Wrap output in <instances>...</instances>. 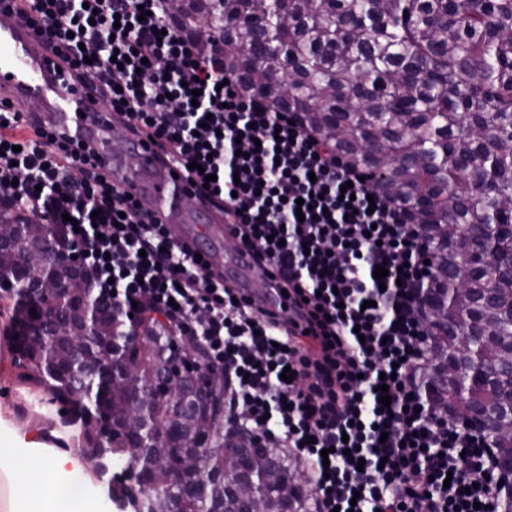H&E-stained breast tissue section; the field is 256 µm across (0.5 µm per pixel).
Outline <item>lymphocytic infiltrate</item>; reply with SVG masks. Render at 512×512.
I'll return each instance as SVG.
<instances>
[{
	"label": "lymphocytic infiltrate",
	"instance_id": "lymphocytic-infiltrate-1",
	"mask_svg": "<svg viewBox=\"0 0 512 512\" xmlns=\"http://www.w3.org/2000/svg\"><path fill=\"white\" fill-rule=\"evenodd\" d=\"M25 2L104 106L222 202L238 251L269 264L290 304L253 308L87 155L8 106L0 204L77 244L121 316L147 302L195 339L224 386L227 425L267 433L308 469L312 512H499L483 435L416 394L430 358L418 311L429 252L404 207L373 192L299 113L245 95L221 38L176 25L170 0ZM379 266L385 279L373 276Z\"/></svg>",
	"mask_w": 512,
	"mask_h": 512
}]
</instances>
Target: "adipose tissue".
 <instances>
[{"instance_id": "adipose-tissue-1", "label": "adipose tissue", "mask_w": 512, "mask_h": 512, "mask_svg": "<svg viewBox=\"0 0 512 512\" xmlns=\"http://www.w3.org/2000/svg\"><path fill=\"white\" fill-rule=\"evenodd\" d=\"M0 406V512H107L102 502H71L64 489L93 482L81 454L48 445L42 429L14 426Z\"/></svg>"}]
</instances>
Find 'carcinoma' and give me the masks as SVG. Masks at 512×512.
Returning <instances> with one entry per match:
<instances>
[{"instance_id": "cac0c4a2", "label": "carcinoma", "mask_w": 512, "mask_h": 512, "mask_svg": "<svg viewBox=\"0 0 512 512\" xmlns=\"http://www.w3.org/2000/svg\"><path fill=\"white\" fill-rule=\"evenodd\" d=\"M189 28L205 23L224 41V70L243 92L264 96L270 65L292 94L275 108L300 112L307 129L355 167L378 174L375 188L407 207L423 232L435 269L447 275L426 288L425 312L437 319L431 361L420 384L448 402L463 386L478 398L448 407L465 429L482 415L498 457L512 449V268L492 254L464 265L460 243L472 224H488L512 249V0H186ZM383 146L371 152L367 141ZM56 235L48 224L0 227L20 253ZM55 262L0 269V309L9 314L23 376L63 406L60 419L83 429L81 451L105 469L134 459L149 488L141 501L109 488L134 512H243L231 481L266 474V512H310L304 482L283 491L279 474L296 471L224 432V389L201 398L196 379L172 400L138 392L118 362L135 357L144 376H167L177 340L154 320L136 328L109 306L93 324L83 318L91 291L68 289L65 304L39 314L36 284L70 281ZM459 282L453 304L447 279ZM453 314L454 327L445 321ZM137 418L134 427L127 419Z\"/></svg>"}]
</instances>
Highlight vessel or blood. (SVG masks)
<instances>
[{
    "label": "vessel or blood",
    "instance_id": "obj_1",
    "mask_svg": "<svg viewBox=\"0 0 512 512\" xmlns=\"http://www.w3.org/2000/svg\"><path fill=\"white\" fill-rule=\"evenodd\" d=\"M16 5L17 0H0V102L25 107L60 136L90 143L116 186L133 194L182 241L192 242V235L181 230L187 219L181 199L191 189L186 176H174L145 137L122 135L120 119L71 70L61 68L42 36L18 16ZM132 151L138 162L129 167L124 155Z\"/></svg>",
    "mask_w": 512,
    "mask_h": 512
}]
</instances>
